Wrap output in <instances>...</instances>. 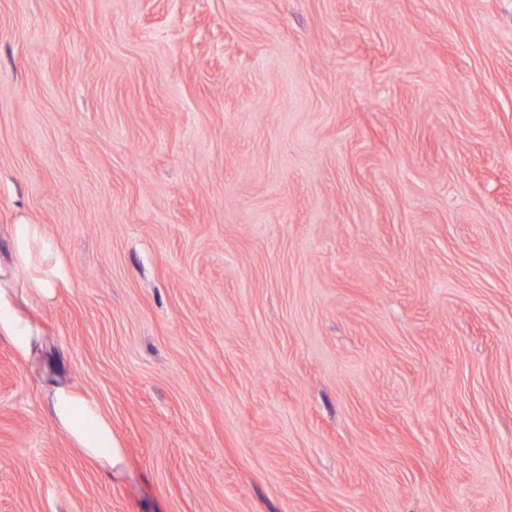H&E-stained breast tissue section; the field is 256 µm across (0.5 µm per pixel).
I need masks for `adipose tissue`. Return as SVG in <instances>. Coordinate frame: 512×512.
Masks as SVG:
<instances>
[{
  "label": "adipose tissue",
  "instance_id": "adipose-tissue-1",
  "mask_svg": "<svg viewBox=\"0 0 512 512\" xmlns=\"http://www.w3.org/2000/svg\"><path fill=\"white\" fill-rule=\"evenodd\" d=\"M67 278L56 245L42 225H14L9 256L0 259V336L24 360L36 361L42 373L45 410L53 425L107 475L123 472L126 458L112 431V421L96 399L78 390L59 369L58 355L41 325L23 315L18 298L52 300Z\"/></svg>",
  "mask_w": 512,
  "mask_h": 512
}]
</instances>
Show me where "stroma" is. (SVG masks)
Listing matches in <instances>:
<instances>
[{
    "label": "stroma",
    "mask_w": 512,
    "mask_h": 512,
    "mask_svg": "<svg viewBox=\"0 0 512 512\" xmlns=\"http://www.w3.org/2000/svg\"><path fill=\"white\" fill-rule=\"evenodd\" d=\"M126 453L0 337V512H512V0H0V253ZM20 275L23 282L17 288ZM67 276L57 259L56 245L42 225L13 224L8 259H0V335L25 361L39 364L43 403L53 425L112 477L126 466L124 449L112 432V420L96 399L82 393L61 373L57 352L45 339L41 325L17 307L19 293L26 302L31 297L52 300L56 287Z\"/></svg>",
    "instance_id": "obj_1"
}]
</instances>
